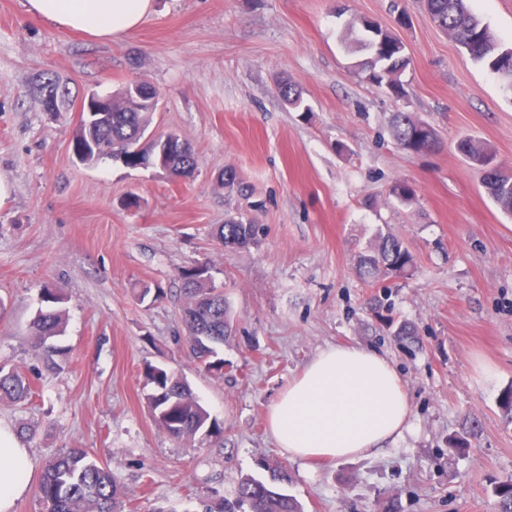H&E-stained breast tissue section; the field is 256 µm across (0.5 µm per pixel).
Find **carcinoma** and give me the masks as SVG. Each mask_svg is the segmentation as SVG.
<instances>
[{
	"label": "carcinoma",
	"mask_w": 512,
	"mask_h": 512,
	"mask_svg": "<svg viewBox=\"0 0 512 512\" xmlns=\"http://www.w3.org/2000/svg\"><path fill=\"white\" fill-rule=\"evenodd\" d=\"M425 8L439 28L460 46L471 45L469 57L483 65L512 88V47H505L469 5V0H425ZM367 37L361 46L370 58L356 67L366 78L384 85L394 95L404 93L401 75L409 65L404 46L391 32L368 20L362 21ZM283 102L297 112L309 111L299 87L284 79L278 85ZM158 96L149 82L136 79L112 93L107 111L92 112L83 117L73 139L74 149L88 142L96 143V159H119L135 168L154 159L155 166L173 177L189 178L197 167L190 145L176 133L166 134V141L154 142L146 136L151 114L150 104ZM392 136L396 145L409 153L420 154L436 140L437 133L429 125L415 120L408 112H398L392 119ZM457 151L472 163L482 166L491 150L479 141L464 137L456 143ZM491 199L505 213L512 214V178L499 174L485 183ZM261 225L253 220L230 218L215 231V237L226 248L245 249L259 242ZM415 268L413 254L395 236H381L366 254L359 257L357 271L373 288H384L386 282L405 278ZM184 303L181 318L185 335L180 337L189 356L204 371L224 376V341L233 332V319L224 292L217 289L206 264H195L179 272ZM41 303L33 317L29 336L35 347L43 351L48 369L58 366L56 358L65 348L55 340L66 327L65 295L60 288H43ZM144 376L149 390L145 404L155 425L169 437L184 443L198 438L217 437L222 428L194 394L182 374L151 363L145 365ZM33 379L14 367L0 365V403H19L32 397ZM475 422L467 423L462 434L449 440L451 447L462 450L469 438L477 435ZM264 474H246L237 482L235 503L230 510L248 512H303L302 504L288 493L291 476L278 463H261ZM492 493L498 499L500 512H512V480L497 482ZM41 512H122V491L112 470L85 448H64L43 466L37 488Z\"/></svg>",
	"instance_id": "carcinoma-1"
}]
</instances>
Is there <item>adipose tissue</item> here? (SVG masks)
<instances>
[{
    "mask_svg": "<svg viewBox=\"0 0 512 512\" xmlns=\"http://www.w3.org/2000/svg\"><path fill=\"white\" fill-rule=\"evenodd\" d=\"M29 15L55 27L112 41L134 33L153 0H26ZM411 401L396 369L365 346L322 349L270 408L268 427L289 457L342 460L369 456L401 437ZM35 462L0 425V512L26 493Z\"/></svg>",
    "mask_w": 512,
    "mask_h": 512,
    "instance_id": "1",
    "label": "adipose tissue"
}]
</instances>
